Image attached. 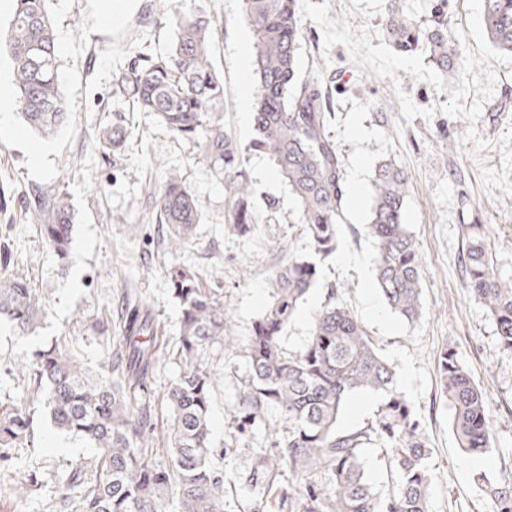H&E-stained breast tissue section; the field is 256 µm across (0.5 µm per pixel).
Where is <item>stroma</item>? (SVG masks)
I'll list each match as a JSON object with an SVG mask.
<instances>
[{
    "mask_svg": "<svg viewBox=\"0 0 512 512\" xmlns=\"http://www.w3.org/2000/svg\"><path fill=\"white\" fill-rule=\"evenodd\" d=\"M387 0H298L310 30L298 56L301 72L319 68L328 77L338 108L329 130L345 173L362 171L360 205L345 203V224L336 253L318 264V280L288 327L284 346L305 343L314 311L328 285L366 326L376 348L396 370V386L412 404L432 450L429 512H490L492 504L473 482L512 479V354L503 352L486 309L471 298L463 261L464 227L484 224L503 273L512 274V54L494 49L482 22L480 0H448L446 28L463 57L458 77L441 79L426 54H396L387 44ZM54 21L58 73L70 119L42 137L27 129L26 141L0 137V242L13 252L10 274L30 280L43 301L34 334L0 326V361L51 340L66 341L76 357L101 368L104 351L86 322L111 312L132 293L150 306L158 341L180 334V308L166 273L185 265L216 291L246 342L253 321L269 302L268 280L287 253L309 250L301 214L280 177L262 179L253 154L248 172L259 222L247 236L224 228L225 191L196 150L182 143L148 112H138L112 87L116 69L141 54L160 53L176 29L157 0H134L118 23H106L100 0H48ZM184 11L206 13L214 36L213 65L224 81V122L238 145L253 129L243 127L238 49L252 40L240 0H185ZM394 101L381 110V100ZM124 120V152L110 153L98 140L102 126ZM50 151L33 165L28 142ZM394 161L411 191L404 222L424 260L422 317L414 323L391 311L374 282L376 251L366 234L375 164ZM176 170L193 190L202 222L190 246L168 252L166 228L151 221L150 197L165 173ZM66 196L73 212L66 258L45 245L39 199ZM239 347L212 345L207 357L221 380L211 401V441L223 449L224 512H253L256 497L241 477L255 450L273 452L270 437L238 433L230 412L250 376ZM454 352L490 399L495 436L485 466L467 467L450 429L452 411L438 377V357ZM31 438L0 471V512H43L54 478L92 455L89 444L59 432L43 400L32 404ZM39 483H31V475Z\"/></svg>",
    "mask_w": 512,
    "mask_h": 512,
    "instance_id": "obj_1",
    "label": "stroma"
}]
</instances>
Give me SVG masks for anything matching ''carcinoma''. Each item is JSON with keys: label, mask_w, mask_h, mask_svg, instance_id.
<instances>
[{"label": "carcinoma", "mask_w": 512, "mask_h": 512, "mask_svg": "<svg viewBox=\"0 0 512 512\" xmlns=\"http://www.w3.org/2000/svg\"><path fill=\"white\" fill-rule=\"evenodd\" d=\"M47 0H16L0 46L13 63L16 98L25 121L50 135L67 116L58 74L55 32ZM253 38L255 95L250 114L255 137L242 148L224 128V83L210 54L212 21L203 12L171 10L177 33L169 51L144 55L113 75L119 94L139 112L153 113L161 125L196 148L198 162L224 180L228 233L245 236L257 223L247 173L249 153L272 161L301 212L307 254H291L269 280L270 302L253 322L242 350L250 366L249 384L234 407L233 420L245 432L278 410L284 427L274 429L268 455L256 453L243 476L267 505L279 512H428L432 449L412 405L397 389L395 369L377 352L365 326L344 306L337 289L315 310L304 345L289 351L283 337L313 287L315 260L336 253L344 221L343 162L328 131L334 104L323 74L298 73V52L306 40L297 0H241ZM482 23L492 46L512 53V0H481ZM388 45L399 54L423 50L440 77L455 75L458 45L441 29H429L389 6ZM124 133L109 127L100 134L106 149L122 147ZM372 208L366 232L376 247L375 280L391 310L414 323L423 314V259L404 224L409 197L407 174L391 161L375 165ZM40 233L63 259L72 235V213L60 197L39 203ZM152 220L167 227L171 252L186 248L201 223L195 196L172 171L152 193ZM467 288L496 325L501 349L512 354V275L498 271L483 224L465 225ZM170 291L181 310L180 335L170 348L180 373L165 393L170 418L163 431L170 469L151 459L156 445L155 403L147 383L158 360L154 316L148 306L128 299L122 312L123 336L112 348V314L90 321L106 348V363L89 371L69 347L52 341L9 360L21 382L11 405L0 414V463L31 437V404L45 397L55 427L86 440L95 453L56 477V495L47 512H224V450L210 439V401L216 372L206 359L213 344L237 345L224 303L204 287L189 266L168 272ZM42 315L36 289L14 275L0 276V324L21 335L35 332ZM441 389L452 410L451 431L458 448L482 454L493 428L488 397L454 352L438 361ZM376 393L374 418L355 430L339 421L347 396ZM380 444L396 485L381 497L370 483L363 454ZM323 476L297 490L283 477ZM493 512H512V483L482 480Z\"/></svg>", "instance_id": "obj_1"}]
</instances>
